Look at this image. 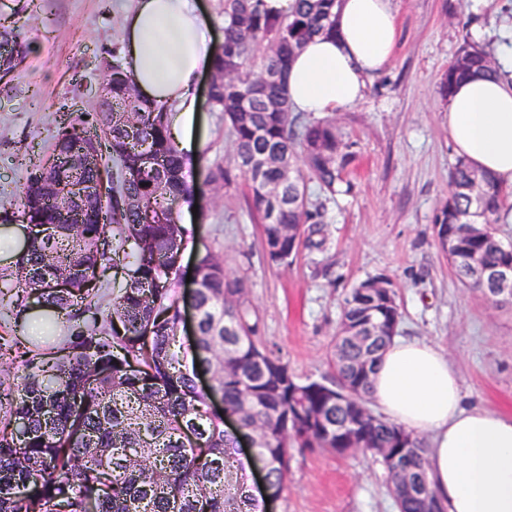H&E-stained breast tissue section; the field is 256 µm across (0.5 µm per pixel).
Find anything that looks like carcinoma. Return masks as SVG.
Returning a JSON list of instances; mask_svg holds the SVG:
<instances>
[{"mask_svg":"<svg viewBox=\"0 0 512 512\" xmlns=\"http://www.w3.org/2000/svg\"><path fill=\"white\" fill-rule=\"evenodd\" d=\"M336 0H294L286 18L264 0H223L224 42L214 51L213 108L224 113L233 160L201 168L202 184L228 188L242 179L250 210L261 220L266 254L290 263L300 247L318 248L325 205L313 202L307 181L335 198L352 161L330 117L298 126L290 118L284 77L290 59L312 38L333 32ZM0 85L24 58L12 26L0 21ZM497 73L494 57L463 46L440 83L442 94L475 74ZM173 113L135 97L129 67L112 57L93 111L61 119L48 154L28 158L20 207L26 247L14 270L0 273V303L19 311L35 303L57 310L69 331L45 351L33 339L0 335V359L22 351L0 421V512H258L245 486V466L224 432V413L258 429L253 462L279 496L287 448H320L340 456L362 451L396 456L386 467L399 512L439 508L427 480L420 438L373 413L369 389L376 361L393 339L401 313L391 291L362 282L347 294L332 360L336 383L301 380L269 353L252 319L243 281L224 258L198 246L200 227L179 223L199 187L195 163L171 137ZM99 158L88 167L82 159ZM112 160V184L99 190ZM69 183H91L77 203ZM502 191L459 160L450 173L448 205L435 217L448 262L467 288L488 297L476 274L512 264V246L497 237ZM309 235L301 237L302 226ZM195 253L197 336L190 350L177 337L181 308L178 271ZM477 260L472 267L470 260ZM120 267L112 302L95 301L101 278ZM371 322L372 333L350 338ZM214 377L224 412L198 388Z\"/></svg>","mask_w":512,"mask_h":512,"instance_id":"obj_1","label":"carcinoma"}]
</instances>
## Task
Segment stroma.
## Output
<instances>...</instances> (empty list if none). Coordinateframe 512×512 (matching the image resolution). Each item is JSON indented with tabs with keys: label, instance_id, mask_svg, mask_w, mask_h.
I'll list each match as a JSON object with an SVG mask.
<instances>
[{
	"label": "stroma",
	"instance_id": "stroma-1",
	"mask_svg": "<svg viewBox=\"0 0 512 512\" xmlns=\"http://www.w3.org/2000/svg\"><path fill=\"white\" fill-rule=\"evenodd\" d=\"M131 0H0L27 52L0 92V220L22 225L19 192L25 155L46 154L63 111H92L104 64L121 50L124 11ZM399 35L389 68L363 100L336 113L353 145L346 171L352 191L327 201L319 249H300L288 265L271 263L245 184L203 188L180 223L202 228V241L247 285L264 347L283 357L300 379L334 382L333 339L346 293L383 275L400 308V337L432 344L458 373L465 402L512 411V306L494 305L463 288L434 231L448 197L457 156L444 119L439 84L463 40L480 34L500 47L497 28L512 16V0L472 11L471 0H397ZM196 93L195 139L202 164L233 155L223 113ZM273 512H396L387 474L361 453L291 448L282 495Z\"/></svg>",
	"mask_w": 512,
	"mask_h": 512
}]
</instances>
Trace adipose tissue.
<instances>
[{"label":"adipose tissue","mask_w":512,"mask_h":512,"mask_svg":"<svg viewBox=\"0 0 512 512\" xmlns=\"http://www.w3.org/2000/svg\"><path fill=\"white\" fill-rule=\"evenodd\" d=\"M329 36L292 58V109L327 116L358 103L386 69L398 35L395 0H336ZM209 17L197 0H135L125 40L135 82L150 100L172 104L178 144L190 146L195 86L213 51ZM457 156L512 194V74L453 85L444 107ZM371 397L393 423L431 437L427 478L442 512H512V412L465 408L459 378L431 344L394 339L371 377Z\"/></svg>","instance_id":"obj_1"}]
</instances>
